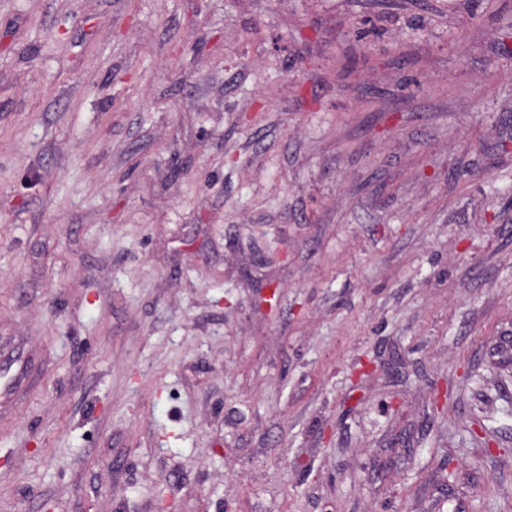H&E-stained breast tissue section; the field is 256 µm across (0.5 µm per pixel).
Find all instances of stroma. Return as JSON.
Listing matches in <instances>:
<instances>
[{
  "mask_svg": "<svg viewBox=\"0 0 512 512\" xmlns=\"http://www.w3.org/2000/svg\"><path fill=\"white\" fill-rule=\"evenodd\" d=\"M0 512H512V0H0Z\"/></svg>",
  "mask_w": 512,
  "mask_h": 512,
  "instance_id": "stroma-1",
  "label": "stroma"
}]
</instances>
